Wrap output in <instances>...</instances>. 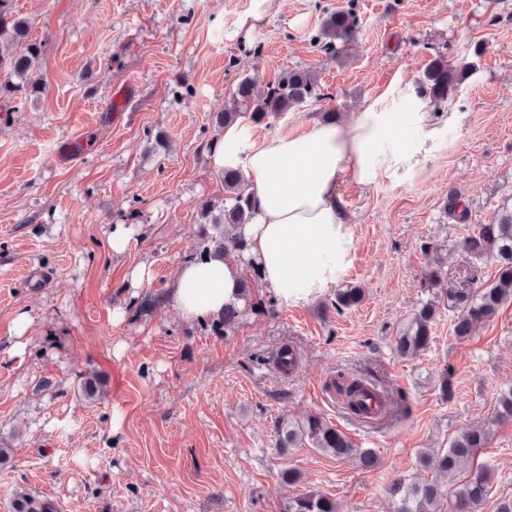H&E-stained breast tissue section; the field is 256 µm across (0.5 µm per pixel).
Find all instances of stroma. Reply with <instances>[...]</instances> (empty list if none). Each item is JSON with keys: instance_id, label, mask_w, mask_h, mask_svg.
I'll return each instance as SVG.
<instances>
[{"instance_id": "35a3bbf8", "label": "stroma", "mask_w": 512, "mask_h": 512, "mask_svg": "<svg viewBox=\"0 0 512 512\" xmlns=\"http://www.w3.org/2000/svg\"><path fill=\"white\" fill-rule=\"evenodd\" d=\"M348 1L273 0L246 28L255 0H13L43 42V90L33 104L0 98V443L14 450L0 466V512H12L20 490L58 512H280L308 490L339 512H393V478L432 477L422 455L480 426L491 434L477 459L493 468L480 512L512 497V421L493 420L512 383V301L467 338L453 333L457 293H475L497 271L462 242L512 208V0H352L355 41L343 56L326 54L312 39ZM439 53L476 70L434 117L430 138L403 129L406 157L381 149L371 183L343 186L350 248L334 285L245 310L229 331L167 305L200 203L224 202L209 160L223 134L213 117L242 78L263 86L283 69L309 68L329 97L254 124L239 156L327 111L351 120L394 90L418 111L417 87ZM127 83L132 97L113 114L112 93ZM78 137L86 148L58 160V146ZM452 197L469 223L449 214ZM116 224L136 231L122 255L109 241ZM437 256L443 286L434 293L422 281ZM140 263L151 277L134 288L126 274ZM348 286L365 298L336 310V291ZM148 299L156 305L146 312ZM431 299L430 348L399 357L396 334ZM22 312L31 323L19 337ZM286 345L298 360L284 375L276 356ZM340 370L402 392L406 412L351 417L331 387ZM94 373L103 394L89 402L83 384ZM311 413L374 449L377 465L307 444L280 452L275 422ZM287 470L298 483L282 481Z\"/></svg>"}]
</instances>
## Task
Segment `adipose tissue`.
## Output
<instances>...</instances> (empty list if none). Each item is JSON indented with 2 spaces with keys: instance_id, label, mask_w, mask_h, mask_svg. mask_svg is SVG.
<instances>
[{
  "instance_id": "adipose-tissue-1",
  "label": "adipose tissue",
  "mask_w": 512,
  "mask_h": 512,
  "mask_svg": "<svg viewBox=\"0 0 512 512\" xmlns=\"http://www.w3.org/2000/svg\"><path fill=\"white\" fill-rule=\"evenodd\" d=\"M425 112H397L372 103L350 122H313L299 134L273 136L239 159L255 215L241 233L244 257L188 260L177 271L168 302L188 321L219 317L237 300L246 262H253L265 292L287 303L322 292L336 280L349 250L341 208L344 185H366L374 148L388 143L395 156L407 148L405 126L431 136Z\"/></svg>"
}]
</instances>
